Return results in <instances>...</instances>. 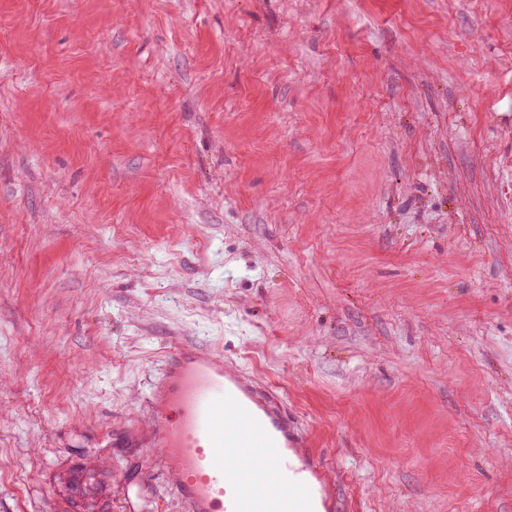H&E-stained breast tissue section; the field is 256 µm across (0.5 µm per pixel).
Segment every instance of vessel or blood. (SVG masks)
I'll use <instances>...</instances> for the list:
<instances>
[{
	"mask_svg": "<svg viewBox=\"0 0 512 512\" xmlns=\"http://www.w3.org/2000/svg\"><path fill=\"white\" fill-rule=\"evenodd\" d=\"M165 364L151 445L184 512H338L323 458L276 392L194 344H172Z\"/></svg>",
	"mask_w": 512,
	"mask_h": 512,
	"instance_id": "1",
	"label": "vessel or blood"
}]
</instances>
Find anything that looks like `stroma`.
<instances>
[{"instance_id": "35a3bbf8", "label": "stroma", "mask_w": 512, "mask_h": 512, "mask_svg": "<svg viewBox=\"0 0 512 512\" xmlns=\"http://www.w3.org/2000/svg\"><path fill=\"white\" fill-rule=\"evenodd\" d=\"M178 341L349 512H512V0H0V512H182ZM58 486L66 490L68 493H75L82 497L88 504L90 512H105L103 495L97 492L94 488L88 487L87 490L82 489L81 491L75 492V489L71 488L67 474L63 473L58 478Z\"/></svg>"}]
</instances>
